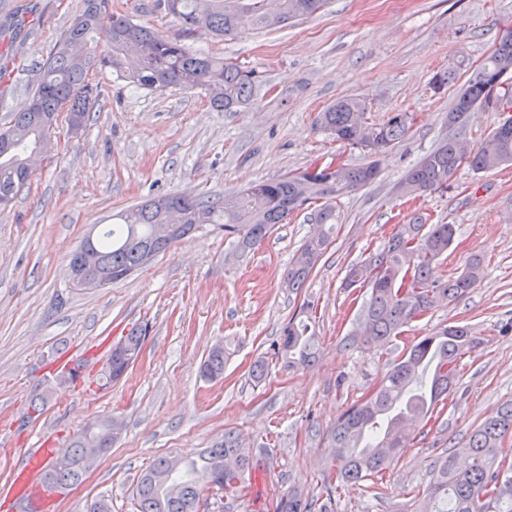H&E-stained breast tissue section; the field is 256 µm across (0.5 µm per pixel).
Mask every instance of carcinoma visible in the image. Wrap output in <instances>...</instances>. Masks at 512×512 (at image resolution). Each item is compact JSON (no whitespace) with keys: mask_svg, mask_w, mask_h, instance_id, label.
Segmentation results:
<instances>
[{"mask_svg":"<svg viewBox=\"0 0 512 512\" xmlns=\"http://www.w3.org/2000/svg\"><path fill=\"white\" fill-rule=\"evenodd\" d=\"M326 0H279L278 9L267 0H163L176 18L180 38L168 39L157 29L112 12L111 0H84V7L63 32L54 48L36 66V84L22 106L13 111L11 125L0 132V207H7L25 186L30 166L53 150L51 132L60 116L76 117L86 126L98 87L89 82V72L110 68L135 85L150 90L180 88L205 93L220 112H236L253 104L264 81L245 65L197 53L184 41L200 33L215 38H234L255 30H275L294 20L316 14ZM20 55L14 41L0 43V106L13 86ZM512 68V31L506 30L495 51L485 60L455 98L448 113V128L463 125L466 108L512 109V83L494 84L497 74ZM368 106L360 98H343L319 113L318 128L334 140L356 148L371 158L358 165H344L340 182L331 186L307 169L286 172L258 182L232 195L168 194L183 203L187 222L178 239L213 224L230 240L224 261L240 260L256 248L288 215L309 203L310 221L316 233L298 248L284 274L283 287L290 293L304 288L313 269L327 251L341 221L336 199L373 183L379 174L375 157L408 135L413 117L394 112L381 124L367 122ZM457 137L450 133L416 162L398 182L403 195L422 196L451 187L457 163ZM512 164V119L497 126L489 139L467 154L466 165L475 172L496 170ZM163 223L155 199L122 212L118 222L93 239L97 268L115 283L142 268L146 249L159 254L175 245L155 238V225ZM456 235L453 224H425L422 216L400 224L378 250L351 265L345 274L347 288L366 289L359 313V329L347 338L358 348L383 347L401 335L404 328L423 319L433 309L462 297L480 280L484 264L472 256L457 273L433 277V270L448 253ZM301 317H292L275 344V355L289 367L316 361L319 345L311 325L314 304L300 307ZM146 338L142 327L120 337L124 352L110 354L105 384L119 381L138 358ZM468 326L448 325L422 337L391 363L377 385L353 403L326 431L324 440L333 449L324 477L327 501L320 505L295 489L277 499L273 512H329L336 485L368 480L388 469L412 437L403 422L418 425L444 403L457 376L459 359L472 348ZM227 351L210 350L202 363V376L210 381L224 375ZM103 419L77 433L69 443L71 466L52 460L42 475L50 492L83 481L82 461L98 448L112 449L117 435ZM512 436V399L474 428L462 448L441 456L421 500L423 512H512V460L500 454L507 436ZM253 449L232 432L211 448L187 460L157 458L137 479L133 496L136 512H204L200 481L224 489V499L237 497L246 474L256 465Z\"/></svg>","mask_w":512,"mask_h":512,"instance_id":"cac0c4a2","label":"carcinoma"}]
</instances>
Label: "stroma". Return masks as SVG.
Returning a JSON list of instances; mask_svg holds the SVG:
<instances>
[{"mask_svg": "<svg viewBox=\"0 0 512 512\" xmlns=\"http://www.w3.org/2000/svg\"><path fill=\"white\" fill-rule=\"evenodd\" d=\"M23 7L42 18L20 43L41 61L82 7V0H0V19ZM114 13L174 38L179 27L160 0H112ZM512 26V0H328L286 27L215 41L203 51L255 68L267 94L243 112H218L199 91H152L109 69L94 72L102 95L79 134L59 122L55 147L35 167L13 205L0 209V512H15L8 492L14 465L38 442L66 447L87 423L121 421L110 453L71 488L53 512H87L97 497L112 512H135L138 476L161 456H195L225 432L266 448L267 467L248 476L230 508L272 512L276 498L299 489L325 498L326 430L374 388L390 362L440 326L466 324L479 343L459 361L445 408L414 434L385 473L341 487L335 512H420L436 460L461 447L471 430L512 399V165L476 173L461 167L451 189L409 201L395 190L402 175L448 133V112L462 83ZM458 67L455 84L434 90L432 76ZM344 97L368 103L366 119L411 113L408 137L380 155L381 173L341 196L344 218L300 296L280 286L314 226L306 211L240 262H225L229 243L214 227L185 238L132 276L97 290L70 287L68 254L100 234L118 212L160 194H230L306 167L314 160L365 163L358 149L320 132L319 112ZM456 228L437 276L461 271L475 254L484 275L457 302L435 308L382 349L346 346L364 293L343 288L350 264L381 246L415 214ZM317 310L322 354L290 369L273 355L283 325L302 302ZM134 326L148 329L141 354L119 382L100 386L113 342ZM224 345V377L201 365ZM267 363L263 381L251 376ZM86 367L78 381L60 372ZM50 387L43 412L28 418L34 391Z\"/></svg>", "mask_w": 512, "mask_h": 512, "instance_id": "1", "label": "stroma"}]
</instances>
